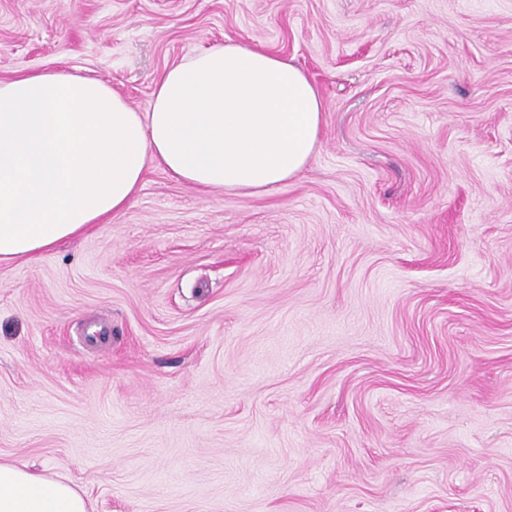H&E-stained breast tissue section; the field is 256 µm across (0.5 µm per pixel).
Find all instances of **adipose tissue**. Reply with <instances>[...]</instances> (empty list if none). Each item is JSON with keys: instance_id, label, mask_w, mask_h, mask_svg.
Instances as JSON below:
<instances>
[{"instance_id": "obj_1", "label": "adipose tissue", "mask_w": 512, "mask_h": 512, "mask_svg": "<svg viewBox=\"0 0 512 512\" xmlns=\"http://www.w3.org/2000/svg\"><path fill=\"white\" fill-rule=\"evenodd\" d=\"M325 110L300 68L239 42L170 68L146 112L79 75L0 81V262L120 216L152 165L204 194L267 192L302 173ZM0 512L88 509L70 482L0 462Z\"/></svg>"}]
</instances>
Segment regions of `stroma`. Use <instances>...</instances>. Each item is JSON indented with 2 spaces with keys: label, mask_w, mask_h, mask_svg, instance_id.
Listing matches in <instances>:
<instances>
[{
  "label": "stroma",
  "mask_w": 512,
  "mask_h": 512,
  "mask_svg": "<svg viewBox=\"0 0 512 512\" xmlns=\"http://www.w3.org/2000/svg\"><path fill=\"white\" fill-rule=\"evenodd\" d=\"M238 41L328 110L269 192L161 168L0 264V460L89 512H512V0H0V80L148 111Z\"/></svg>",
  "instance_id": "1"
}]
</instances>
